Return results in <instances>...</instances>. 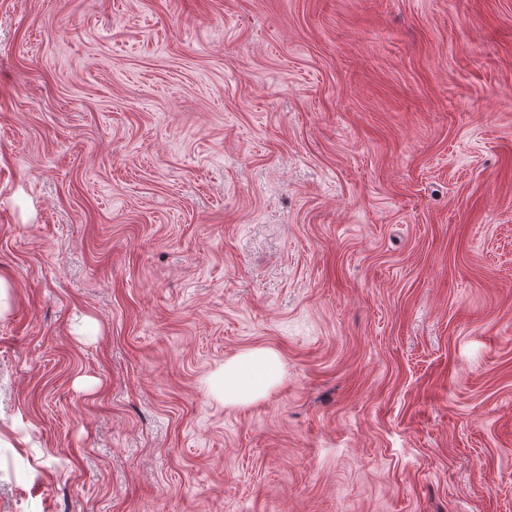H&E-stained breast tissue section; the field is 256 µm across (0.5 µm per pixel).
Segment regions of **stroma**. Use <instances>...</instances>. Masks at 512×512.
I'll return each mask as SVG.
<instances>
[{"label":"stroma","instance_id":"stroma-1","mask_svg":"<svg viewBox=\"0 0 512 512\" xmlns=\"http://www.w3.org/2000/svg\"><path fill=\"white\" fill-rule=\"evenodd\" d=\"M0 277V512H512V0H0ZM282 374V360L275 350L255 348L225 361L208 385L224 405H247L265 397Z\"/></svg>","mask_w":512,"mask_h":512}]
</instances>
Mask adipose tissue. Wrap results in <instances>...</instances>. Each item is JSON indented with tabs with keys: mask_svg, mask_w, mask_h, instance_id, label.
<instances>
[{
	"mask_svg": "<svg viewBox=\"0 0 512 512\" xmlns=\"http://www.w3.org/2000/svg\"><path fill=\"white\" fill-rule=\"evenodd\" d=\"M283 364L269 348H255L227 361L208 384L228 405H247L265 397L281 380Z\"/></svg>",
	"mask_w": 512,
	"mask_h": 512,
	"instance_id": "obj_1",
	"label": "adipose tissue"
}]
</instances>
